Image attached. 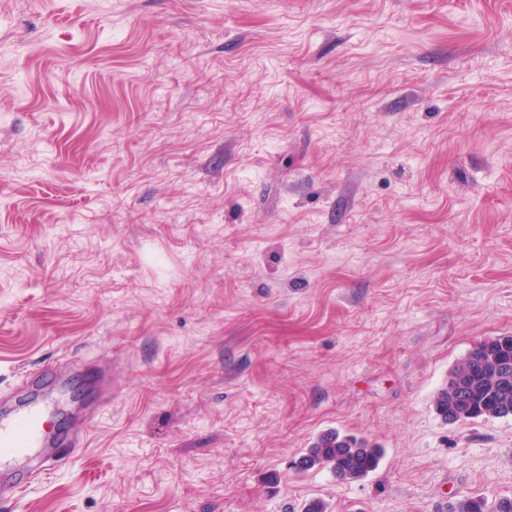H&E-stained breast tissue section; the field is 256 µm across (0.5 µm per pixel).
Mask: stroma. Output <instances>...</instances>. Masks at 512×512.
<instances>
[{
  "mask_svg": "<svg viewBox=\"0 0 512 512\" xmlns=\"http://www.w3.org/2000/svg\"><path fill=\"white\" fill-rule=\"evenodd\" d=\"M504 335L512 0H0V410L88 427L0 512L512 497L433 406ZM383 448L366 440L337 431L321 434L295 462L299 471L316 467L329 468L340 481H357L368 477L380 466Z\"/></svg>",
  "mask_w": 512,
  "mask_h": 512,
  "instance_id": "obj_1",
  "label": "stroma"
}]
</instances>
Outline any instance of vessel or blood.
Segmentation results:
<instances>
[{
	"label": "vessel or blood",
	"instance_id": "obj_1",
	"mask_svg": "<svg viewBox=\"0 0 512 512\" xmlns=\"http://www.w3.org/2000/svg\"><path fill=\"white\" fill-rule=\"evenodd\" d=\"M51 412L39 401L18 406L10 417L0 418V494L22 489L19 462L33 460L41 470L52 468L50 448L58 435L50 429Z\"/></svg>",
	"mask_w": 512,
	"mask_h": 512
}]
</instances>
